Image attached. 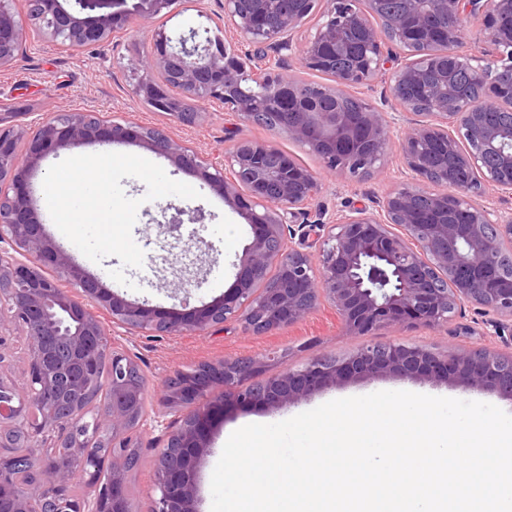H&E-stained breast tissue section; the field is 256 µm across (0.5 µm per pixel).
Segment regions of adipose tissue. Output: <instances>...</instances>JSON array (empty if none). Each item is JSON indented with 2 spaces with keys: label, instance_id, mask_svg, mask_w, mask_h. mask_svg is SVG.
I'll use <instances>...</instances> for the list:
<instances>
[{
  "label": "adipose tissue",
  "instance_id": "obj_1",
  "mask_svg": "<svg viewBox=\"0 0 512 512\" xmlns=\"http://www.w3.org/2000/svg\"><path fill=\"white\" fill-rule=\"evenodd\" d=\"M120 163V158L115 156L82 158L76 162L71 180L66 182L49 180L46 187L51 200L56 205L58 221L81 224L86 217L101 215L102 208L96 195L85 196L82 207L78 210L71 207L70 200L83 184L90 181L96 184L99 191L107 189L110 171Z\"/></svg>",
  "mask_w": 512,
  "mask_h": 512
}]
</instances>
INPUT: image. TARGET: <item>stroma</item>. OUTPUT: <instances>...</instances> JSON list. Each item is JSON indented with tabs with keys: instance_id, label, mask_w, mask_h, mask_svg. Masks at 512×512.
<instances>
[{
	"instance_id": "obj_1",
	"label": "stroma",
	"mask_w": 512,
	"mask_h": 512,
	"mask_svg": "<svg viewBox=\"0 0 512 512\" xmlns=\"http://www.w3.org/2000/svg\"><path fill=\"white\" fill-rule=\"evenodd\" d=\"M147 30L146 24L136 21L121 42L84 51H64L47 42L27 46L12 65L0 69V112L25 107L21 120L27 123L53 112L100 111L117 119L162 128L208 158L224 157L241 141H268L320 174L321 189L311 208L323 212L329 221L342 211L374 205L402 180L405 165L395 140L387 149L381 174L352 181L345 175L323 171L319 158L288 135L234 117L213 104H199L204 117L192 125L174 122L168 115L150 110L134 95L135 79L126 67L128 56L147 48ZM101 151V146L93 144L43 162L34 183L47 232L103 287L129 300L145 299L161 310L174 307L179 279L169 268L173 259L189 267L190 278L197 282L191 290L192 304L221 298L233 284L234 264L250 241L249 225L197 177L174 170L163 158L145 149L135 145L119 148L132 164L112 173L106 195L112 210L111 223L98 232L86 224L57 223L54 206L44 190L46 181L70 178L75 157ZM166 207L202 209L204 220L194 228L184 229L181 238H174L162 224V210ZM473 317V312L467 311L436 329L381 327L363 338L346 335L334 308L324 304L304 321L265 335L252 334L241 323L230 321L222 330L202 335L147 336L117 331L113 343L139 363L146 378V410L152 413L159 407L167 379L223 358H257L278 352L285 355L288 365L297 367L322 354L349 355L366 341L416 343L442 355L484 349L502 351L497 339L480 334ZM381 390L419 391L481 401L512 414V398L491 390L393 376L327 387L279 408L236 407L212 429L210 451L198 472L200 512H211L212 471L220 458L224 437L233 427L255 420L272 424L333 399ZM159 448L154 433L142 434L141 463L131 478L139 512L152 510V480Z\"/></svg>"
}]
</instances>
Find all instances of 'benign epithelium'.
Here are the masks:
<instances>
[{"instance_id":"7a95c632","label":"benign epithelium","mask_w":512,"mask_h":512,"mask_svg":"<svg viewBox=\"0 0 512 512\" xmlns=\"http://www.w3.org/2000/svg\"><path fill=\"white\" fill-rule=\"evenodd\" d=\"M0 0V68L11 65L31 39L68 50L116 41L134 20L147 22L174 0ZM313 36L295 34L315 0H224L223 27L203 12L176 26L149 30L147 50L127 59L138 75L135 95L174 121L189 125L199 112L181 102H211L243 119H255L280 99L275 130L316 154L328 172L365 178L382 169L387 145L399 137L410 171L376 208H354L329 222L309 206L318 176L270 142L244 141L224 158H205L165 130L116 121L94 111L54 112L13 123L0 113V342L17 331L28 337L29 381L22 390L0 353V436L16 430L61 434L75 466L60 468L33 450L43 479L19 485L0 454V512H30L47 497L58 512L73 478L87 473V448L112 436V485L97 492L91 512H127L128 469L119 451L136 430L158 432L163 442L155 466L153 512H197V477L217 416L233 407H279L327 386L354 379L398 376L461 383L512 398V355L475 351L440 355L417 344L366 345L347 357L316 356L298 368L260 359L219 361L198 368L163 398V410L140 409L137 362L112 349V414L87 402L108 341L104 323L152 336L205 334L237 320L256 335L292 326L326 301L345 332L365 335L379 327L434 329L467 307L481 316L483 335L512 346V278L501 279L495 260L512 252V212L477 203L491 187L512 195V123H485L494 100L512 112V0H400L393 13L382 0H330ZM484 18L500 65L463 52L466 24ZM302 66L333 78L310 96L288 73ZM388 76L391 110L421 117L405 126L384 108L355 116L340 109L343 89ZM88 144H134L190 170L230 207H245L252 239L238 259L235 283L201 306L159 310L106 289L45 231L32 179L50 154ZM446 187L442 192L439 187ZM26 258L17 261L16 256ZM52 265L57 277L44 272ZM278 287L253 288L270 270ZM270 375L248 390L239 378ZM220 385L224 395L210 400ZM181 412L179 426L166 419Z\"/></svg>"}]
</instances>
